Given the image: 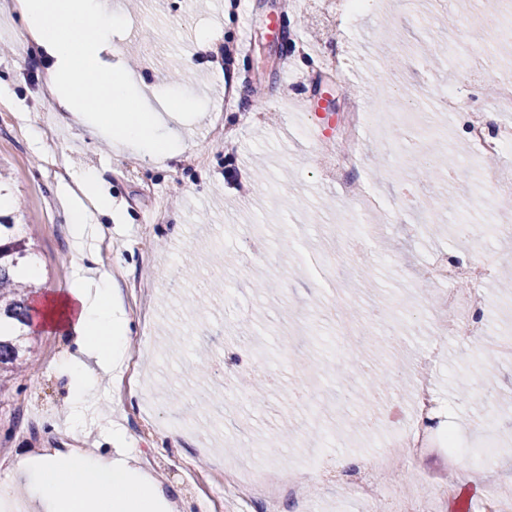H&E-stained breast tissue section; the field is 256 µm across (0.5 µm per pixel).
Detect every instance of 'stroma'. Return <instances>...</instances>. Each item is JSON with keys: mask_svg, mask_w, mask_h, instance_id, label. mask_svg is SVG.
Here are the masks:
<instances>
[{"mask_svg": "<svg viewBox=\"0 0 512 512\" xmlns=\"http://www.w3.org/2000/svg\"><path fill=\"white\" fill-rule=\"evenodd\" d=\"M125 25L113 29L118 58L136 81L138 105L159 113L175 139L170 155L140 156L120 142L89 136L83 116L62 117L48 102L44 61L18 35L20 22L0 0V169L22 201L24 233L34 247L42 300L73 287V238L68 210L75 173L97 174L112 211L95 216L91 266L110 271L129 319L126 360L149 379L143 392L118 386L92 393L82 429L69 428L75 404L65 360L78 349L75 335L35 332L34 370L0 382V467L37 465L40 449L69 460L92 446L108 455L103 436L115 427L123 445L157 482L168 512H243L218 505V458L253 468L318 458L323 478L292 472L302 484L304 512H361L347 487L368 472L387 433L367 427L381 415L372 395L344 401L345 388L365 389L393 369L409 372L424 361L431 388L444 406L435 427L468 434L475 445L456 461L431 449L386 477L387 497L407 498L450 485L431 512H477L485 497L512 503V366L497 367L455 336H436L425 298L435 286L418 270L435 252L502 256L486 288L482 311L488 336L512 332V235L497 228L496 201L475 170L461 166L469 151L462 119L446 122L436 97L460 84L474 110L489 111L497 82L512 80V38L489 24L498 0H453L447 18L431 0H366L349 27L326 23L312 0H251L250 15L226 13L224 0H109ZM281 13L286 36L268 29ZM249 38L242 55L224 47ZM490 42V63L468 60V45ZM194 52L197 67L186 70ZM344 53L350 67L339 80H318L321 55ZM189 71L196 93L190 107L168 109L152 92L157 80ZM236 81L237 102L224 106V86ZM362 96L386 114L419 110L442 124L427 148L435 174L420 175L407 140L381 144L366 119L362 154L345 167L377 199L390 203L412 192L430 204L393 219L373 215V250L342 264L350 237L361 227L350 201L324 176L318 136L304 124L307 103L335 112L340 99ZM222 113L225 135L212 131ZM481 228L478 238L455 234L458 218ZM272 254L273 265L244 263L251 240ZM352 319L353 336L339 335L326 309ZM212 374L213 407H199L193 375ZM489 422L500 446L487 458L477 426Z\"/></svg>", "mask_w": 512, "mask_h": 512, "instance_id": "1", "label": "stroma"}]
</instances>
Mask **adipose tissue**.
Instances as JSON below:
<instances>
[{"label": "adipose tissue", "mask_w": 512, "mask_h": 512, "mask_svg": "<svg viewBox=\"0 0 512 512\" xmlns=\"http://www.w3.org/2000/svg\"><path fill=\"white\" fill-rule=\"evenodd\" d=\"M20 34L45 57L46 77L54 88L59 111H85L89 101L103 97L111 105L98 124L125 144L153 158L166 152L160 126L149 112L134 108L132 84L126 74L106 66L101 55L120 15L107 0H15ZM82 196L69 212L76 245L73 264L82 275L75 287L51 292L41 309V325L83 339L67 370L77 400H84L103 382L125 354L128 322L117 301L109 272L85 275L86 239L92 212L111 209L98 191L95 172L77 173ZM119 447L105 458L85 450L79 463L62 472L57 458L45 456L39 466L0 478V506L11 508L23 495L36 512H162L165 500L157 484L142 472L137 459L122 448L123 436L113 433Z\"/></svg>", "instance_id": "1"}]
</instances>
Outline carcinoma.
Segmentation results:
<instances>
[{"label": "carcinoma", "instance_id": "carcinoma-1", "mask_svg": "<svg viewBox=\"0 0 512 512\" xmlns=\"http://www.w3.org/2000/svg\"><path fill=\"white\" fill-rule=\"evenodd\" d=\"M15 217L14 212L0 215V372L19 375L35 354L26 327L34 313L30 295L38 284L32 245L18 230Z\"/></svg>", "mask_w": 512, "mask_h": 512}]
</instances>
